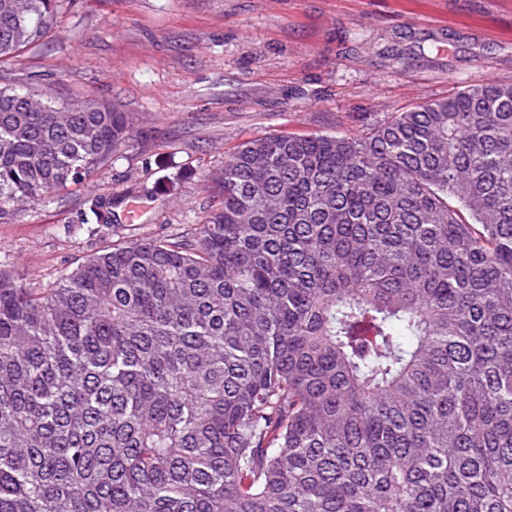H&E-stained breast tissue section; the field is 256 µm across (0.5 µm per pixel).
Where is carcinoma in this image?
I'll list each match as a JSON object with an SVG mask.
<instances>
[{"label":"carcinoma","mask_w":512,"mask_h":512,"mask_svg":"<svg viewBox=\"0 0 512 512\" xmlns=\"http://www.w3.org/2000/svg\"><path fill=\"white\" fill-rule=\"evenodd\" d=\"M59 3L0 0V63ZM131 133L0 87V220ZM215 181L192 239L0 271V512H512V83L247 141Z\"/></svg>","instance_id":"1"}]
</instances>
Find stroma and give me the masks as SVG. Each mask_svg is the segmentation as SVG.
I'll use <instances>...</instances> for the list:
<instances>
[{
    "mask_svg": "<svg viewBox=\"0 0 512 512\" xmlns=\"http://www.w3.org/2000/svg\"><path fill=\"white\" fill-rule=\"evenodd\" d=\"M492 81L512 83V0H64L0 86L108 101L133 133L0 223V269L46 284L112 242L191 229L218 195L208 175L245 141L361 136ZM93 196L112 205L95 230L79 220Z\"/></svg>",
    "mask_w": 512,
    "mask_h": 512,
    "instance_id": "35a3bbf8",
    "label": "stroma"
}]
</instances>
